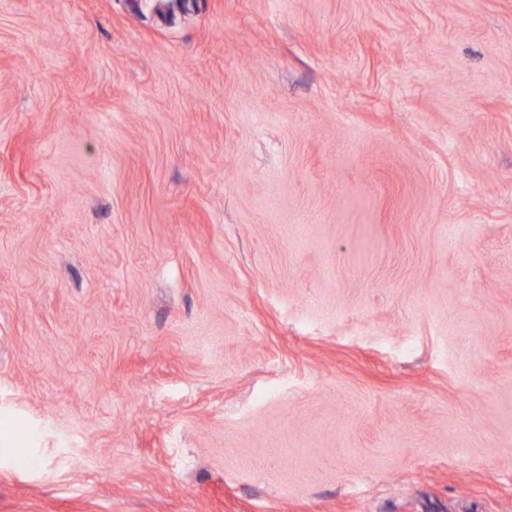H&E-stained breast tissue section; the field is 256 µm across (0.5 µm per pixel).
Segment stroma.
Segmentation results:
<instances>
[{
	"instance_id": "1",
	"label": "stroma",
	"mask_w": 512,
	"mask_h": 512,
	"mask_svg": "<svg viewBox=\"0 0 512 512\" xmlns=\"http://www.w3.org/2000/svg\"><path fill=\"white\" fill-rule=\"evenodd\" d=\"M0 512H512V0H0Z\"/></svg>"
}]
</instances>
